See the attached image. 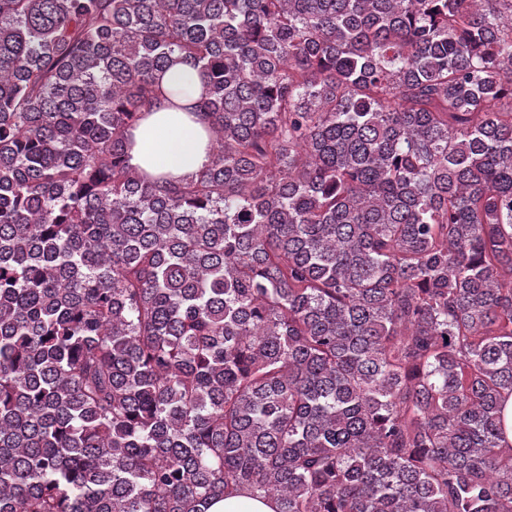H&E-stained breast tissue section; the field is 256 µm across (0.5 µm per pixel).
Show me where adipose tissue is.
I'll use <instances>...</instances> for the list:
<instances>
[{
    "instance_id": "ef3b65f1",
    "label": "adipose tissue",
    "mask_w": 512,
    "mask_h": 512,
    "mask_svg": "<svg viewBox=\"0 0 512 512\" xmlns=\"http://www.w3.org/2000/svg\"><path fill=\"white\" fill-rule=\"evenodd\" d=\"M183 83L192 84V94L172 97L169 87ZM161 84L162 93L128 132L129 164L152 177L198 172L212 157L210 120L203 107L206 87L197 70L182 61L164 74Z\"/></svg>"
}]
</instances>
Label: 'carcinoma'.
Listing matches in <instances>:
<instances>
[{"label": "carcinoma", "instance_id": "cac0c4a2", "mask_svg": "<svg viewBox=\"0 0 512 512\" xmlns=\"http://www.w3.org/2000/svg\"><path fill=\"white\" fill-rule=\"evenodd\" d=\"M511 397L512 0H0V512H512ZM190 83L193 93L174 98L171 85ZM163 91L128 132L129 164L140 174L183 176L209 165L212 157L210 120L203 107L206 87L198 71L178 61L163 76ZM208 512H276L272 500L251 498L246 494H233L214 503Z\"/></svg>", "mask_w": 512, "mask_h": 512}]
</instances>
